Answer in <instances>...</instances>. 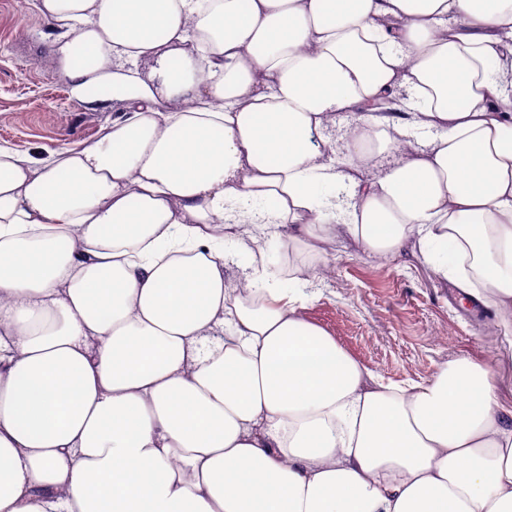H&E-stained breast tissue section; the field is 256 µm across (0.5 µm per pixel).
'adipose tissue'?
I'll return each instance as SVG.
<instances>
[{
	"instance_id": "ef3b65f1",
	"label": "adipose tissue",
	"mask_w": 512,
	"mask_h": 512,
	"mask_svg": "<svg viewBox=\"0 0 512 512\" xmlns=\"http://www.w3.org/2000/svg\"><path fill=\"white\" fill-rule=\"evenodd\" d=\"M36 9L71 96L126 114L43 158L0 146V512H512L491 365L392 387L302 317L308 279L226 273L240 224L413 238L512 320V0ZM406 126L426 143L364 179L366 140ZM336 120H338V122L340 120V125L338 124V126L336 127V154H334L336 163L333 164L336 165L337 168H340L348 159L347 141L351 130L356 124L357 119L356 115H344L338 117V119ZM339 126L341 127L340 131L338 130Z\"/></svg>"
}]
</instances>
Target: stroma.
<instances>
[{
  "mask_svg": "<svg viewBox=\"0 0 512 512\" xmlns=\"http://www.w3.org/2000/svg\"><path fill=\"white\" fill-rule=\"evenodd\" d=\"M57 32L37 11L16 15L12 0H0V144L36 157L67 144L96 138L120 107L81 104L65 81L41 68ZM273 227L243 224L238 240L263 251L272 272L298 266L316 299L303 317L324 329L357 362L385 383L429 380L448 361L467 358L496 366L501 399L512 404V326L494 310L474 314L451 300L452 284L423 258L416 240L394 254L366 251L343 236L316 250L285 253ZM447 330V344L434 334Z\"/></svg>",
  "mask_w": 512,
  "mask_h": 512,
  "instance_id": "stroma-1",
  "label": "stroma"
}]
</instances>
